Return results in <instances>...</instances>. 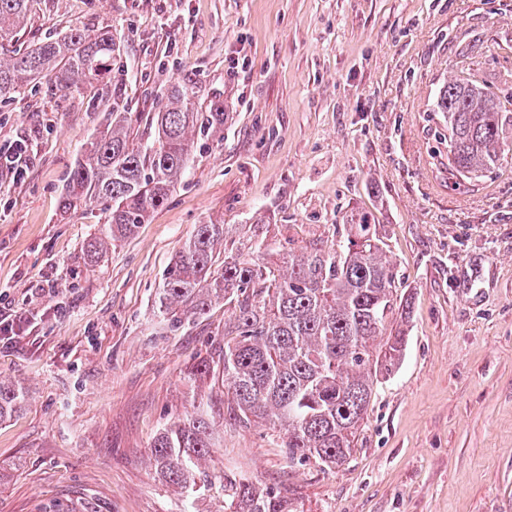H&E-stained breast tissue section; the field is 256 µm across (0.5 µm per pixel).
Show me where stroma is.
<instances>
[{
    "instance_id": "1",
    "label": "stroma",
    "mask_w": 512,
    "mask_h": 512,
    "mask_svg": "<svg viewBox=\"0 0 512 512\" xmlns=\"http://www.w3.org/2000/svg\"><path fill=\"white\" fill-rule=\"evenodd\" d=\"M111 30V74L63 94L49 81L0 99V382L26 399L0 422V512H224L232 474L299 512H512V152L453 188L438 162L435 94L461 73L512 91V0H34L0 58L71 29ZM224 100L168 201L88 266L102 206L63 211L83 145L113 101L157 111L174 84ZM366 213L412 312L348 460L289 465L241 427L220 383L187 373L224 346L227 307L175 333L153 304L195 225L298 249ZM202 403L212 483L159 479L157 433Z\"/></svg>"
}]
</instances>
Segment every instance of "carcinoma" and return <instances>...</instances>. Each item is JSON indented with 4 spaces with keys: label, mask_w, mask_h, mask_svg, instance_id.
<instances>
[{
    "label": "carcinoma",
    "mask_w": 512,
    "mask_h": 512,
    "mask_svg": "<svg viewBox=\"0 0 512 512\" xmlns=\"http://www.w3.org/2000/svg\"><path fill=\"white\" fill-rule=\"evenodd\" d=\"M31 0H0V45L12 40ZM119 50L112 32L75 28L0 62V97L49 76L61 91L106 78ZM512 99L505 101L475 75L439 87L434 111L447 135L448 178L459 185L498 168L512 130ZM224 135V100L167 90L157 112L106 114L71 171L62 208L106 205L107 221L85 246L91 265L134 234L165 204L193 155L195 138ZM229 225L198 224L162 278L154 309L177 331L224 304V354L203 359L188 381L221 373L230 412L240 425H262L281 439L292 465L337 468L350 456L378 377L398 365L409 299L395 286L392 261L365 215L353 213L341 239L282 253L264 244L228 247ZM386 336L381 348L375 342ZM25 400L0 382V419ZM213 448L207 412L198 406L165 427L151 455L155 472L189 495L210 482L199 469ZM224 512H297L278 491L224 476Z\"/></svg>",
    "instance_id": "cac0c4a2"
}]
</instances>
